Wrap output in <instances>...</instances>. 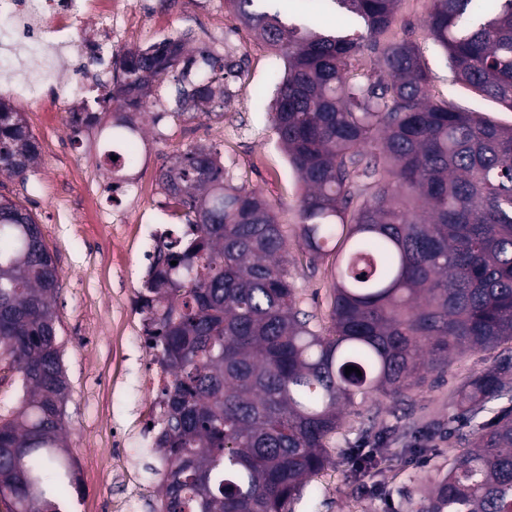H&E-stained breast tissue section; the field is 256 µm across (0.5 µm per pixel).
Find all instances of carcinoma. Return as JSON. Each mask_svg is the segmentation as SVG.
I'll use <instances>...</instances> for the list:
<instances>
[{
  "label": "carcinoma",
  "instance_id": "1",
  "mask_svg": "<svg viewBox=\"0 0 512 512\" xmlns=\"http://www.w3.org/2000/svg\"><path fill=\"white\" fill-rule=\"evenodd\" d=\"M274 0H227L279 51L272 123L304 192L299 238L316 262L346 236L331 328L313 323L288 281V240L268 201L224 176L218 152L191 145L162 170L174 215L137 292L148 347L166 374L156 451L167 463L157 512H285L330 462L329 439L356 395L402 397L458 350L512 344V0H434L427 32L466 107L433 101L416 45L381 38L399 0H317L343 33L283 20ZM191 36L115 60L111 98L138 108ZM377 50V70L352 61ZM239 64L200 44L178 76L174 114L204 112ZM133 161L136 127L120 124ZM20 112L0 102V172L38 158ZM377 188L353 218L359 183ZM61 287L40 225L0 195V354L19 374L20 405L0 409V500L9 512H67L69 387L52 300ZM360 373L345 374V367ZM472 426L469 451L437 471L422 512H512V355L452 393ZM386 458L379 437L357 471Z\"/></svg>",
  "mask_w": 512,
  "mask_h": 512
}]
</instances>
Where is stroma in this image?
<instances>
[{"label":"stroma","instance_id":"stroma-1","mask_svg":"<svg viewBox=\"0 0 512 512\" xmlns=\"http://www.w3.org/2000/svg\"><path fill=\"white\" fill-rule=\"evenodd\" d=\"M139 23L120 41L108 26L84 17L74 31L78 46L104 42L109 55L147 47L192 32L219 57L237 61L241 70L226 79L222 105L194 118L175 117L169 101L175 83L164 77L155 95L139 110L115 102L96 103L111 91L113 79L94 72L76 96H56L42 83L51 111L16 101L39 145V159L25 175H0V194L26 207L39 224L44 244L61 280L53 308L62 361L70 389L65 440L81 484L71 496L70 512H152L158 497L157 472L163 460L154 449L150 424L158 415L145 391V372L155 352L143 336V317L133 298L157 237L172 221L159 172L187 147L218 150L226 177L257 190L272 205L288 235V279L303 309L329 327L330 295L337 255L310 263L301 246L298 200L301 186L272 129L270 80L284 61L249 33L225 0H127ZM432 0H400L391 37L411 36L431 71L433 100L468 103L452 86L441 53L425 31ZM65 70L67 59L32 54L19 42L10 21L0 15V68L14 76L46 63ZM92 113L91 122L74 124V113ZM128 118L138 129L133 163L113 168L106 157L112 124ZM500 350L454 356L444 372L427 375L406 398L381 399L370 414L371 399L355 397L341 428L331 438V462L314 475L287 512H418L438 468L462 452L470 427L454 435L437 422L460 415L452 391L471 377L493 369ZM398 427L379 467L353 472L350 460L364 450L368 433ZM122 428L129 445L112 446L113 428ZM427 446L424 454L410 444Z\"/></svg>","mask_w":512,"mask_h":512}]
</instances>
